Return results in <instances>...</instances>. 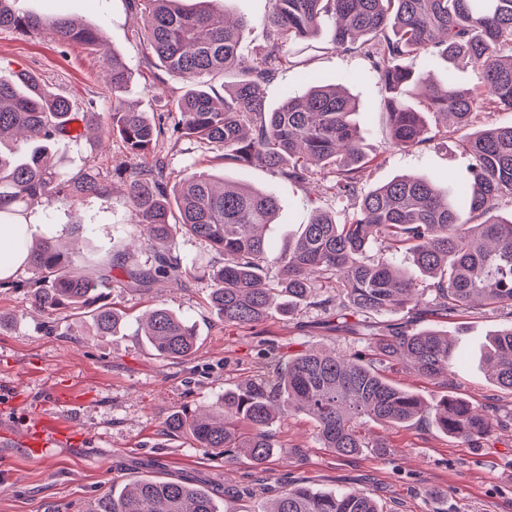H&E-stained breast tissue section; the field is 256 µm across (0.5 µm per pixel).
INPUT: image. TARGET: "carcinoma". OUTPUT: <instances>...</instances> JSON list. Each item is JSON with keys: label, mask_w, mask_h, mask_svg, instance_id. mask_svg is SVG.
<instances>
[{"label": "carcinoma", "mask_w": 512, "mask_h": 512, "mask_svg": "<svg viewBox=\"0 0 512 512\" xmlns=\"http://www.w3.org/2000/svg\"><path fill=\"white\" fill-rule=\"evenodd\" d=\"M15 2L0 0V28L47 30L62 41L103 47L97 30L68 15L57 13L48 21L19 13ZM176 2L133 0L145 16L139 37L144 55L187 83L157 120L125 102L121 93L129 67L121 55L104 53L112 88L110 133L137 161L129 173L128 195L136 222L158 254L152 272L129 269V277L179 281L196 272L194 262L183 265L173 255L172 226L177 224L224 255V265L207 275L213 282L210 304L226 324L252 327L300 302L334 305L338 316L365 320L413 308L425 294L445 315L461 316L480 298L509 318L494 334L487 362L494 384L512 392V220L487 218L502 201H512V123L474 127L487 108L512 113V0H272L265 44L248 60L237 52L246 22L230 23L226 14L206 6L185 11ZM328 18L335 19L334 48L362 47L370 56L373 76L385 93L394 147L420 146L429 130L428 114L444 119L434 134L456 135L464 171L454 186V201L440 195L435 174L364 189L371 159L351 120L356 103L317 77L309 76L307 89L288 94L278 107L267 105L264 81L304 65L291 45L314 35ZM410 55L476 64L481 81L467 90L451 82L429 83L403 64ZM229 71L237 72V79L224 95L216 94L211 80ZM74 115L70 101L32 73L21 71L11 82L0 81V220L15 223V216L45 196L73 201L98 190L97 173L72 177L50 151L63 139L82 137L83 130L71 127ZM168 133L219 151L221 160L280 171L294 183L328 175L337 196L355 200V210L344 223L317 212L276 251L265 236L277 214L274 196L249 186L219 187L206 172L192 173L168 189L165 157L159 155V143ZM463 209L486 220L471 225L463 220ZM16 245L28 251V264L38 271L32 298L44 313L72 309L86 314L101 334L121 328L123 315L103 302V290L112 287L114 261L98 263L89 273L50 238L30 246L20 231ZM400 252L410 254L429 278L426 286L394 266L393 256ZM268 265L278 272L276 288L265 283ZM322 281L335 282L336 296L320 297L317 284ZM141 335L164 358L185 359L196 345L189 320L166 308L149 315ZM370 345L379 355L406 360L419 377L448 384L454 360L448 335L390 326L371 334ZM293 413L311 415L323 447L341 456L389 447L361 433L368 420L394 427L432 419L472 448L484 447L503 423L497 408L453 396L427 407L361 355L310 350L277 366L274 379L248 380L239 390L224 393L209 413L185 410L167 419L164 428L190 435L202 448H222L226 454L237 449L262 463L276 447L270 423L277 415ZM89 512L219 510L205 489L191 483L140 479L95 499ZM261 512L383 508L363 492L285 486Z\"/></svg>", "instance_id": "1"}]
</instances>
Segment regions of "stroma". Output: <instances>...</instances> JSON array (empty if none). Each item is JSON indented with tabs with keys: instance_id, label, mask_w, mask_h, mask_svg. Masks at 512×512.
Wrapping results in <instances>:
<instances>
[{
	"instance_id": "obj_1",
	"label": "stroma",
	"mask_w": 512,
	"mask_h": 512,
	"mask_svg": "<svg viewBox=\"0 0 512 512\" xmlns=\"http://www.w3.org/2000/svg\"><path fill=\"white\" fill-rule=\"evenodd\" d=\"M15 7L46 16L63 12L98 28L105 50L122 53L132 72L124 99L148 117H158L186 88L182 78L145 58L138 40L144 18L130 0H17ZM215 7L228 17L248 20L240 53L251 58L265 40L271 0H216ZM330 34L326 26L307 41L306 56L319 78L346 89L358 103L353 120L372 160L365 188L399 176L461 174L454 138L438 136L405 151L391 146L382 90L370 59L356 50L326 49ZM104 52L62 43L44 31L22 34L2 28L0 79L31 71L67 97L87 131L79 140L58 142L54 153L69 175L91 167L99 174L98 192L73 204L38 199L29 206L28 218L55 227L61 245L80 256L109 259L120 246H130L129 268L147 272L155 266L156 253L145 242L128 197L131 161L122 142L107 135L112 93ZM405 64L439 83L471 88L479 82L477 69L469 65L418 56ZM159 148L170 183L206 171L226 184H246L274 195L279 213L266 235L276 247L297 234L316 210L341 221L354 207L353 201L333 197L328 179L320 174L302 188L280 172L219 160L183 137L166 136ZM36 278L28 267L18 275V287L0 288V433L9 436L0 440V512H87L95 498L143 477L190 479L214 491L220 507L240 512H253L290 483L320 492L364 491L385 512H512L510 423L496 429L486 447L472 448L431 420L402 427L371 422L369 433L387 436L390 449L365 448L340 456L321 446L313 419L294 414L273 421L270 431L277 446L260 465L244 455L225 461L222 449L201 448L188 434L164 431L167 416L186 407L214 405L225 392L277 362L311 349L367 351L369 329L356 318L343 322L331 312L301 304L255 326L239 327L224 323L210 305L209 279L190 277L181 285L157 280L142 290L120 273L105 294L125 323L116 334L101 336L77 311L49 316L38 310L29 288ZM155 307L175 311L193 324L196 349L191 357L164 359L140 336L139 318ZM374 321L380 329L397 322L413 331L435 328L447 332L454 344L447 383L422 379L396 365L385 371L393 384L428 405L451 394L491 400L503 417L512 411V394L488 379L481 359L490 334L507 322L504 312L479 306L466 315L446 317L431 313L424 303ZM40 419L63 422L75 431V439L39 455L25 452L18 439Z\"/></svg>"
}]
</instances>
